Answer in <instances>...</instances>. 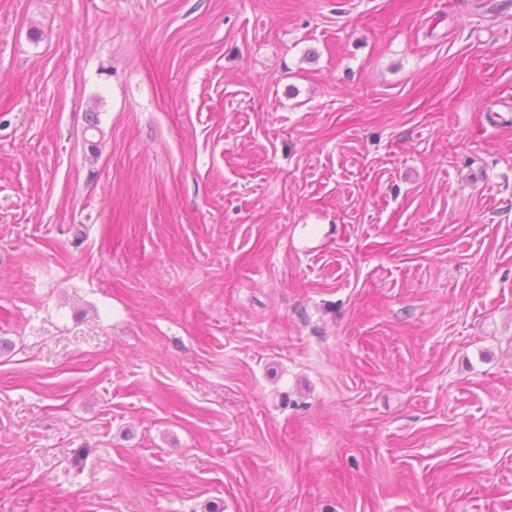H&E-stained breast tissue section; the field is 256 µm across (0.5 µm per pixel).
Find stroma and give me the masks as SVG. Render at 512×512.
<instances>
[{
    "instance_id": "1",
    "label": "stroma",
    "mask_w": 512,
    "mask_h": 512,
    "mask_svg": "<svg viewBox=\"0 0 512 512\" xmlns=\"http://www.w3.org/2000/svg\"><path fill=\"white\" fill-rule=\"evenodd\" d=\"M0 512H512V0H0Z\"/></svg>"
}]
</instances>
